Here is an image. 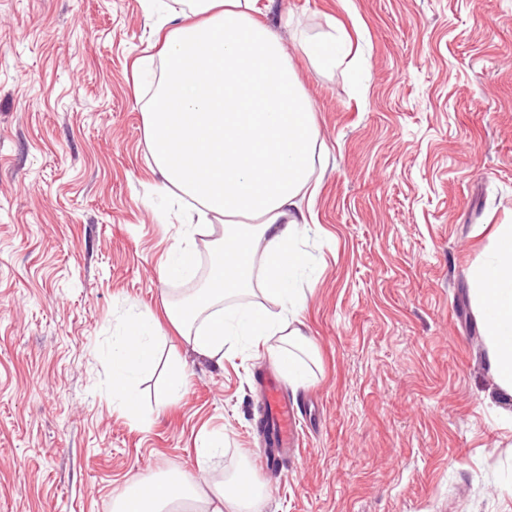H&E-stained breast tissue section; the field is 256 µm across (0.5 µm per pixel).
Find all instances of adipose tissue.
I'll return each instance as SVG.
<instances>
[{
	"label": "adipose tissue",
	"mask_w": 512,
	"mask_h": 512,
	"mask_svg": "<svg viewBox=\"0 0 512 512\" xmlns=\"http://www.w3.org/2000/svg\"><path fill=\"white\" fill-rule=\"evenodd\" d=\"M261 0H150L147 19L162 35L165 69L144 126L167 190L193 200L184 225L194 237L209 216L224 219V238L207 285L173 303L168 319L187 329L193 350L215 357L225 344L280 337L273 350L289 380L309 372L302 355L313 342L297 280L308 258L300 234L310 219L304 200L319 138L314 108L276 32L259 20ZM306 54L334 70L349 55L344 28L304 37ZM263 264L254 267L255 253ZM484 316L487 363L501 394L512 396V225L496 231L492 260L472 277ZM255 296L281 302L276 314ZM161 333L152 314L126 324L112 350V401L138 413L136 387L155 362ZM248 466L217 478L188 474L134 483L113 512H261V485Z\"/></svg>",
	"instance_id": "adipose-tissue-1"
}]
</instances>
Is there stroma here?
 I'll use <instances>...</instances> for the list:
<instances>
[{
	"instance_id": "1",
	"label": "stroma",
	"mask_w": 512,
	"mask_h": 512,
	"mask_svg": "<svg viewBox=\"0 0 512 512\" xmlns=\"http://www.w3.org/2000/svg\"><path fill=\"white\" fill-rule=\"evenodd\" d=\"M146 0H0V512H112L129 484L254 466L263 512H512V416L470 273L512 224V0H274L321 174L298 285L316 346L292 468L257 469L269 344L198 355L169 323L178 205L145 133ZM291 15L284 27L280 18ZM348 29L361 86L296 35ZM151 313L140 417L112 341ZM185 387L162 400L170 363ZM222 446L207 467L202 442Z\"/></svg>"
}]
</instances>
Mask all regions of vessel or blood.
<instances>
[{
	"label": "vessel or blood",
	"mask_w": 512,
	"mask_h": 512,
	"mask_svg": "<svg viewBox=\"0 0 512 512\" xmlns=\"http://www.w3.org/2000/svg\"><path fill=\"white\" fill-rule=\"evenodd\" d=\"M260 385L268 421V444L275 450L274 455L262 458L260 465L263 470L272 473L284 465L282 452L295 449L299 445V416L294 402L284 391L275 372L263 371Z\"/></svg>",
	"instance_id": "b4317fda"
}]
</instances>
